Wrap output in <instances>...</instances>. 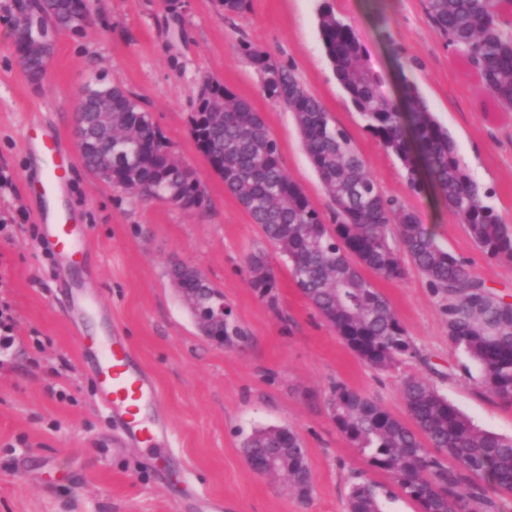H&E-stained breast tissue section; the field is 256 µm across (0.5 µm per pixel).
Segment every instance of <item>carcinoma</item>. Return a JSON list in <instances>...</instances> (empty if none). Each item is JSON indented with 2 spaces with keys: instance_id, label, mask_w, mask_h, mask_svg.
<instances>
[{
  "instance_id": "obj_1",
  "label": "carcinoma",
  "mask_w": 512,
  "mask_h": 512,
  "mask_svg": "<svg viewBox=\"0 0 512 512\" xmlns=\"http://www.w3.org/2000/svg\"><path fill=\"white\" fill-rule=\"evenodd\" d=\"M76 2L27 0L26 10L57 33L79 36L84 27L71 19ZM505 5L512 0H426L434 27L475 70L481 90L512 109V30L504 26ZM319 31L325 55L365 130L401 163L408 186L414 191L430 186L484 254L511 264L512 230L486 203L491 192L472 178L448 129L415 85L401 76L402 104L383 95L356 30L328 5L320 11ZM240 51L262 74L264 94L294 114L308 158L336 205L333 223L324 222L285 174L278 144L260 114L218 80L204 82L191 116L192 135L224 187L289 260L301 294L361 361L388 370L420 352L364 271L397 278L407 257L441 297L448 341L479 363L486 388L512 403V303L472 275L464 259L439 247L403 203L379 191L351 138L292 70L248 44ZM74 103L95 129L99 114L88 90L77 91ZM101 150L112 155L107 183L113 187L124 189L133 172L147 199L168 202L177 190L203 200L197 179L187 176L149 113L117 86L112 87V142L101 143ZM250 263L252 287L277 308V279L265 251L253 253ZM224 337L236 344L247 332L230 318L224 321ZM400 393L406 421L336 383L329 397L332 421L420 512H499L497 496L512 494V436L477 428L420 375L405 377ZM244 451L249 460L279 456L277 471L291 485L311 475L302 439L292 429L286 440L271 427L258 429ZM383 496L393 493L380 492L378 484L356 474L348 485L349 512H383Z\"/></svg>"
}]
</instances>
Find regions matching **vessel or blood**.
Listing matches in <instances>:
<instances>
[{
  "instance_id": "vessel-or-blood-1",
  "label": "vessel or blood",
  "mask_w": 512,
  "mask_h": 512,
  "mask_svg": "<svg viewBox=\"0 0 512 512\" xmlns=\"http://www.w3.org/2000/svg\"><path fill=\"white\" fill-rule=\"evenodd\" d=\"M68 174L67 164H60L53 175L38 182V195L43 208L40 213L42 234L58 254L76 261L85 252L82 230L73 224L72 214L61 207ZM82 353L90 359L97 392L110 410L117 425L125 430L133 445L150 447L165 425L164 418L147 419L146 410L159 401L157 386L135 360L131 349L114 336L83 340Z\"/></svg>"
}]
</instances>
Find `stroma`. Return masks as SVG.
<instances>
[{"mask_svg": "<svg viewBox=\"0 0 512 512\" xmlns=\"http://www.w3.org/2000/svg\"><path fill=\"white\" fill-rule=\"evenodd\" d=\"M325 5L356 28L385 95H395L402 72L417 85L512 227V109L481 93L476 73L433 26L425 0H249L241 14L224 12L216 0H178L174 10L167 0H91L82 35H57L38 82L18 51L13 0H0V308L15 337L0 349V512H206L203 501L212 497L223 500L224 512H347L352 474L386 490L391 481L336 429L327 404L336 382L401 417L402 380L426 375L475 425L512 434V404L492 394L479 367L449 343L439 299L412 264L401 278L372 282L430 363L410 360L385 372L347 348L278 254L269 256L277 308L251 286L248 257L267 242L193 139L203 77L261 113L283 170L324 219L333 205L292 113L262 93L259 71L239 52L244 42L294 71L349 134L384 195L402 200L488 288L512 293V264L483 254L431 188L412 191L399 161L365 131L322 48L318 13ZM96 81L139 101L193 169L204 203L183 210L133 197L74 163L65 204L88 225L90 239L75 269L45 247L42 204L30 189L56 159L32 151L26 139L46 125L59 133L61 151L76 155L73 94ZM177 263L197 268L223 294L249 333L247 343L225 348L203 335L171 278ZM68 274L100 297L99 309L77 323L63 285ZM116 328L159 387L167 457L118 444L111 414L98 401L78 339ZM269 426L302 437L312 476L308 497L249 466L243 442ZM153 456L159 462L152 471L143 461Z\"/></svg>", "mask_w": 512, "mask_h": 512, "instance_id": "35a3bbf8", "label": "stroma"}]
</instances>
